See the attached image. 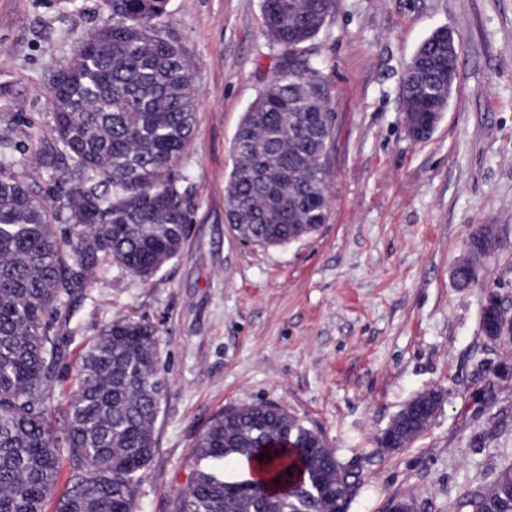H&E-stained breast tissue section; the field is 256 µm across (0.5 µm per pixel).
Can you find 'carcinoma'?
Returning <instances> with one entry per match:
<instances>
[{
	"label": "carcinoma",
	"mask_w": 512,
	"mask_h": 512,
	"mask_svg": "<svg viewBox=\"0 0 512 512\" xmlns=\"http://www.w3.org/2000/svg\"><path fill=\"white\" fill-rule=\"evenodd\" d=\"M169 0H102L107 22L54 75L53 138L41 164L60 172L45 191L0 165V512H135L156 453L167 388L156 329L113 321L78 357L68 405L53 398L66 356L59 307L117 264L151 279L181 251L190 215L179 171L197 92ZM335 0H261L264 33L279 47L274 77L234 134L227 220L254 245L315 233L326 219L327 62L311 47ZM438 56L435 34L414 59ZM68 224L57 234L54 221ZM314 428L273 402L218 413L191 454L196 468L176 512H334L333 465ZM265 454L268 482L226 461ZM292 475H287V472ZM471 512H512V466L462 494Z\"/></svg>",
	"instance_id": "1"
}]
</instances>
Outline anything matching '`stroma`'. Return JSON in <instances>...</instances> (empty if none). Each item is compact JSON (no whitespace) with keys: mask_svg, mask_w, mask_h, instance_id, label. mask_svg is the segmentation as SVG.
<instances>
[{"mask_svg":"<svg viewBox=\"0 0 512 512\" xmlns=\"http://www.w3.org/2000/svg\"><path fill=\"white\" fill-rule=\"evenodd\" d=\"M106 19L100 0H0V133L11 172L39 190L50 140L54 73ZM197 88L191 145L180 161L191 224L179 255L145 281L115 264L60 309L68 355L54 384L67 405L74 360L106 324L157 330L168 386L157 451L136 512H173L191 450L230 405L274 402L320 431L360 483L348 512H461L462 493L512 463V378L485 382L512 347L481 331L497 295L512 315V0H336L314 41L329 62L332 177L318 231L279 246L244 243L225 221L233 137L273 77L279 49L260 0H169ZM458 37L459 75L432 134L408 137L405 71L439 27ZM502 247L486 274L456 287L452 271L478 225ZM442 396L406 447L379 437L417 395Z\"/></svg>","mask_w":512,"mask_h":512,"instance_id":"35a3bbf8","label":"stroma"}]
</instances>
